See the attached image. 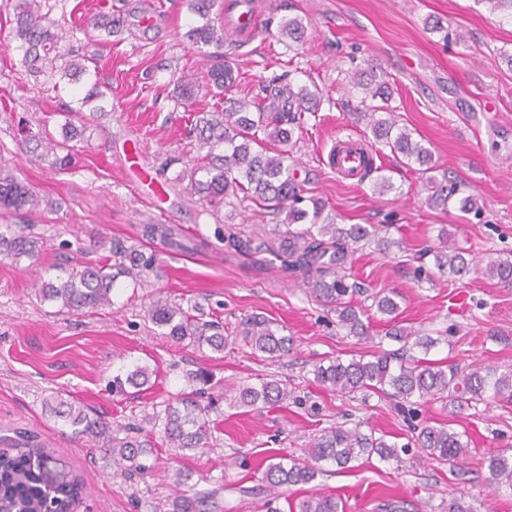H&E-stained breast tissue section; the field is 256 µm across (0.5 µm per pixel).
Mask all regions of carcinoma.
Listing matches in <instances>:
<instances>
[{"mask_svg":"<svg viewBox=\"0 0 512 512\" xmlns=\"http://www.w3.org/2000/svg\"><path fill=\"white\" fill-rule=\"evenodd\" d=\"M12 6L15 19L17 49L23 53L27 71L37 77L45 71L59 73L71 81L87 72L79 62L65 59L62 52L63 34L58 24L41 11L39 0H5ZM190 11L200 19L191 26L186 37L193 44L206 47L224 45V29L210 18L214 0H190ZM124 20L117 16L102 17L91 22L96 30L116 33ZM282 31L294 42H301L306 35L302 21L293 18L285 22ZM58 60L64 61L56 66ZM238 75L234 66L226 61L211 67L205 77L206 87L213 96L230 91ZM282 78L275 77L266 85L272 104L249 102L244 99H224V109L204 112L196 117L194 131L200 148L206 150L204 164L190 170L188 190L201 196L209 206L222 203L230 197L250 198L275 210L288 209L291 222L307 221L309 227L294 232L287 230L266 238L256 245L279 259L293 277L301 280L308 292L322 305L337 314L339 324L359 339L373 340L368 326L363 322L365 311L354 301L363 292L361 283L348 273L349 248L361 242H377L378 250L389 252L393 241L378 235L372 224H336L323 217L325 203L306 198L287 164L288 150L294 131L300 128L305 113L316 112L317 95L303 87L295 92L291 86L281 85ZM352 87L361 91L354 116L366 121L376 141L390 152L416 164L426 177L432 194L430 204L443 210L455 202L461 212L478 211L474 197L464 194L463 185L444 176L433 175L436 164L432 152L412 139L411 133L398 126L390 107L392 91L388 80L374 70H358L353 75ZM107 91L94 82L80 99V107L68 113V120L57 139L48 132H40L25 139V152L34 161L51 160L57 170L70 168L74 150L84 138L87 124L97 113L104 111ZM90 110H85V107ZM386 117L380 118L378 114ZM282 145L280 150H270L266 143ZM40 206L35 191L21 181L8 163L0 162V258L18 261L22 258L36 261L44 250L42 238L25 232L19 224L9 220L26 216ZM141 238L160 242L168 249L195 253L205 244L199 236H188L177 224H144ZM433 254L435 267L442 275H461L468 270L469 262L463 249L446 244ZM161 265L156 253L147 254L133 246L127 247L119 240H112V261L97 262L80 269L64 271L54 280L44 281L39 287L43 298L58 301L62 307L79 312L112 305V294L118 288V279L126 277L139 284L149 275H159ZM483 275L498 283L512 286V261L485 257ZM371 306L376 312L390 316L395 321L399 305L389 295H371ZM148 318L163 335L176 343L189 341L197 346L204 344L221 352L225 339L219 326L202 322L166 304H155L148 311ZM386 337L401 344L398 353L375 350L348 361L336 359L316 371L319 384L343 394L362 392L372 394L392 393V396L411 404H420L429 398H448L458 409L477 405L490 397L512 399V371L497 373L481 365H473L468 372L454 365L443 364L427 358L436 344L431 337L412 329L392 326ZM244 341L251 350L270 358L288 353L289 339L278 334L272 323L253 319L244 331ZM421 351L418 356L415 351ZM147 369L138 367L126 377L115 376V388L123 390L128 384L134 388L147 383ZM288 398V390L276 381H264L260 386H247L240 390V402L248 407L265 408ZM55 416L71 428L76 438L90 437L101 444L105 454L116 463L127 462L125 473L143 474L150 466L140 458L155 447L150 432L143 427L128 428L125 435L102 421L89 407L75 406L56 395L45 402ZM208 409L196 399V393H182L176 403L145 416L148 424L162 425L164 437L173 448L198 450L206 447L211 435ZM425 455L438 461L463 462L467 459L468 443L459 433L445 427L425 425L411 437ZM408 445L399 446L386 439V435L365 432L357 423L350 428L331 427L306 450L307 462L287 464L284 459L270 462L264 472L267 482L274 488L298 485L312 481L319 472V464L330 463L338 469L350 463L376 456L384 462H403L401 454ZM489 485L499 489H512V457L505 454L491 455L486 460ZM86 484L67 463L47 449L32 442H23L12 448L0 449V512H71L74 504L84 495ZM207 494L178 498L172 512H202ZM289 512H345L343 502L333 495L315 493L289 509Z\"/></svg>","mask_w":512,"mask_h":512,"instance_id":"1","label":"carcinoma"}]
</instances>
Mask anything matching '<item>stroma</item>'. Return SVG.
Instances as JSON below:
<instances>
[{
  "mask_svg": "<svg viewBox=\"0 0 512 512\" xmlns=\"http://www.w3.org/2000/svg\"><path fill=\"white\" fill-rule=\"evenodd\" d=\"M230 3L216 0L212 16L239 73L233 96L260 100L276 75L293 89L318 90V110L289 150L295 178L305 196L325 202L335 223L384 225L395 242L386 255L372 244L355 246L352 274L368 292L396 293L402 324L437 338L430 358L512 370V288L473 272L440 275L429 253L444 236L474 259L492 252L512 260V22L482 0H259L256 32L244 38ZM42 8L66 32L70 52L87 57L89 72L63 90L50 77L29 76L15 49L13 11L0 6V159L40 197L28 222L46 242L37 263L0 261V438H34L68 461L87 484L74 512H170L173 500L194 493L210 494L209 512H287L312 493L341 497L346 512H448L459 497L476 512H512V491L492 489L484 464L512 449V402L491 399L456 411L431 400L412 416L408 403L394 397L319 386V365L373 351V344L347 335L335 312L273 256L224 241L286 231V212L237 199L213 208L187 190L182 177L199 154L190 117L216 102L204 91L186 105L175 98L181 75L202 77L212 63L208 49L185 36L194 21L187 0H42ZM104 13L125 17L121 32L89 28ZM145 16L151 26L141 25ZM291 18L307 27L303 45L281 32ZM436 18L460 41L432 31ZM370 66L390 76L399 125L430 148L439 171L465 184L480 215L432 207L416 168L355 122L352 76ZM95 81L109 91L107 114L88 127L71 167L29 161L20 151L23 130L59 132L65 112ZM340 132L366 143L391 190L376 192L370 177L337 178L328 153ZM133 141L142 163L166 184L163 196L127 177ZM144 224H178L206 244L192 254L158 252L162 277L115 290L112 305L101 309L73 313L39 295V280L97 262L103 243L118 239L154 250L140 237ZM420 266L422 281L415 276ZM159 302L219 323L223 352L160 336L147 319ZM253 318L272 321L291 338L288 354L271 359L244 345L242 332ZM137 366L147 368L148 383L113 391V377ZM265 380L286 387L288 401L264 409L239 404L242 387ZM191 390L200 391L215 424L209 446L171 448L154 429L144 476L122 475L96 442L73 438L45 407L58 393L116 429L141 425L154 408ZM358 423L399 445L413 425L445 423L466 435L469 454L457 466L410 447L401 465L374 458L339 470L326 463L307 484L270 489L262 482L270 458L304 459L325 430Z\"/></svg>",
  "mask_w": 512,
  "mask_h": 512,
  "instance_id": "1",
  "label": "stroma"
}]
</instances>
